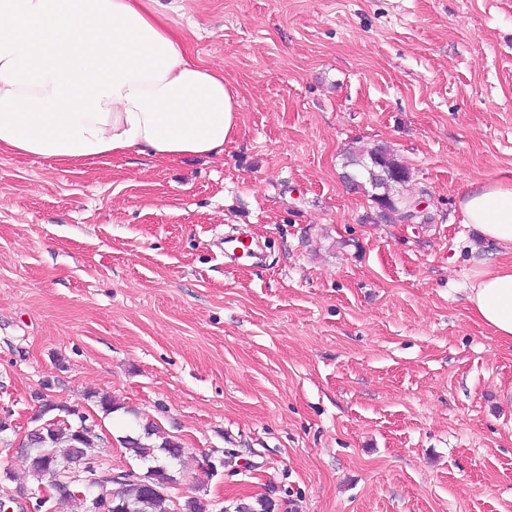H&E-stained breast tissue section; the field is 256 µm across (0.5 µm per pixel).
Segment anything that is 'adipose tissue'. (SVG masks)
Listing matches in <instances>:
<instances>
[{"mask_svg": "<svg viewBox=\"0 0 512 512\" xmlns=\"http://www.w3.org/2000/svg\"><path fill=\"white\" fill-rule=\"evenodd\" d=\"M156 0H0V152L61 162L219 156L239 130L224 72L190 61ZM465 223L512 255V186L474 183ZM472 318L512 346V263L478 275Z\"/></svg>", "mask_w": 512, "mask_h": 512, "instance_id": "adipose-tissue-1", "label": "adipose tissue"}]
</instances>
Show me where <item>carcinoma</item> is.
Segmentation results:
<instances>
[{
  "label": "carcinoma",
  "mask_w": 512,
  "mask_h": 512,
  "mask_svg": "<svg viewBox=\"0 0 512 512\" xmlns=\"http://www.w3.org/2000/svg\"><path fill=\"white\" fill-rule=\"evenodd\" d=\"M344 167L350 169L365 187V193L376 207V219L392 221L393 217L405 218V213L416 203V198L404 193L411 179L409 167L404 164L387 144L371 147L352 146L345 153ZM71 407L42 400L32 418L33 427L21 443L26 453L28 472L34 489L53 485V475L48 471L50 462L81 465L79 474H98L93 458L83 452L97 447L98 435L91 431L96 426L93 419L86 420V427L78 430ZM158 429L152 424L143 426V432L122 440L123 448L135 459L152 465L144 477H135L119 484L112 495V512H174L169 498L162 493L165 484L172 481L169 464L181 460V445L168 438L153 440ZM56 501L72 506L74 512H89L85 496L72 492L57 493L51 498L36 497V509Z\"/></svg>",
  "instance_id": "cac0c4a2"
}]
</instances>
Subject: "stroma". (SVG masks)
<instances>
[{
    "mask_svg": "<svg viewBox=\"0 0 512 512\" xmlns=\"http://www.w3.org/2000/svg\"><path fill=\"white\" fill-rule=\"evenodd\" d=\"M160 3L239 134L165 163L0 154V499L35 512L41 392L96 415L99 472L137 468L144 424L178 441L177 504L512 512V348L466 301L498 257L459 209L512 184V0ZM357 143L395 150L430 223H373ZM238 235L260 255L226 264Z\"/></svg>",
    "mask_w": 512,
    "mask_h": 512,
    "instance_id": "35a3bbf8",
    "label": "stroma"
}]
</instances>
